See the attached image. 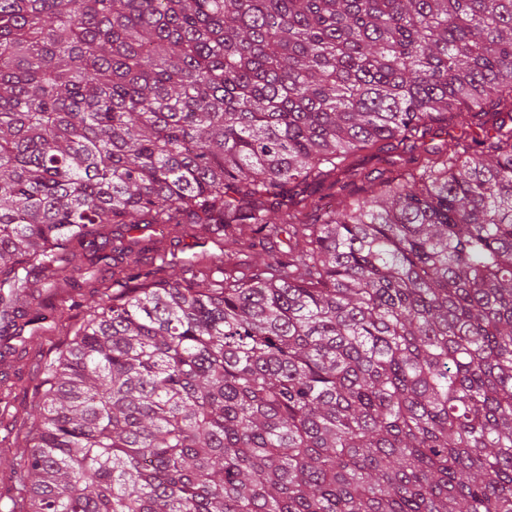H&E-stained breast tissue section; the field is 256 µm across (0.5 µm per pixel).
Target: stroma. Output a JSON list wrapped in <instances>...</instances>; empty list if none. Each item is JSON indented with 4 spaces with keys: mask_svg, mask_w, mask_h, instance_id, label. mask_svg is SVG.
I'll return each mask as SVG.
<instances>
[{
    "mask_svg": "<svg viewBox=\"0 0 512 512\" xmlns=\"http://www.w3.org/2000/svg\"><path fill=\"white\" fill-rule=\"evenodd\" d=\"M410 158V152L397 149L390 152L388 162L381 164L370 153H358L355 174L340 175L339 182L347 192H359L369 188L371 178L396 175ZM136 236L146 248L138 273L155 272L165 279L185 277L188 258L217 250L211 240L198 238L187 224L175 232L155 225L144 226ZM89 293V288L84 287L62 298H47L42 307L28 310L19 318V337L0 336V502L16 493L13 446L23 438V423L33 407L45 366L66 340L68 322L59 318L56 308L64 302L82 300Z\"/></svg>",
    "mask_w": 512,
    "mask_h": 512,
    "instance_id": "stroma-1",
    "label": "stroma"
}]
</instances>
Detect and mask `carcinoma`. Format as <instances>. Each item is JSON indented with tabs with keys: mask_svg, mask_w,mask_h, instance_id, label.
<instances>
[{
	"mask_svg": "<svg viewBox=\"0 0 512 512\" xmlns=\"http://www.w3.org/2000/svg\"><path fill=\"white\" fill-rule=\"evenodd\" d=\"M142 224L221 254L76 274ZM85 277L8 512H512V0H0V332ZM476 134H481V131L475 126L471 128H461V127H434V130L430 136L425 140V144L418 147L413 152H404L402 147L391 151L388 156L390 159L389 163H378L376 157L372 156L370 153L361 152L358 153L355 159V169L357 175L351 174H343L338 175L335 179H338L339 182L336 187L332 190H328L327 188H314L309 187L307 193L313 192V198L318 199L319 197H328V199H332L336 204L341 198L338 195L339 187L344 185L346 186L345 191L342 192L344 195L349 193H356L361 191L362 189H368L370 186L369 179L374 178L383 173V177L386 178L388 176H395L398 172L403 170L405 164H408V161L411 157L417 156L420 154H425V149H434V148H445L448 143H450L454 138H458L460 136H475ZM369 176V178H365V176ZM341 193V192H340ZM111 246L106 247L104 250H96L89 248L83 252L78 253L75 258L73 264L84 271L86 268H90V270H97L98 274H104L106 276H110L111 269L103 262L98 261V257L110 253Z\"/></svg>",
	"mask_w": 512,
	"mask_h": 512,
	"instance_id": "cac0c4a2",
	"label": "carcinoma"
}]
</instances>
